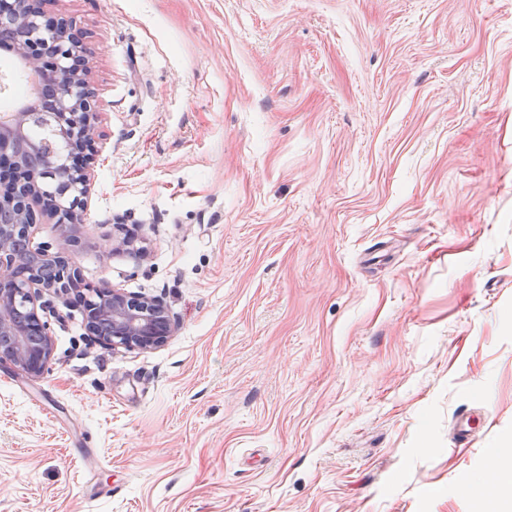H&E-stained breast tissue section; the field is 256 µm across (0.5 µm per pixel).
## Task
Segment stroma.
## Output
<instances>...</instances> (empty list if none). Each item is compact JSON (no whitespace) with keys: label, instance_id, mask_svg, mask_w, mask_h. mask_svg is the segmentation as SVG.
Here are the masks:
<instances>
[{"label":"stroma","instance_id":"obj_1","mask_svg":"<svg viewBox=\"0 0 512 512\" xmlns=\"http://www.w3.org/2000/svg\"><path fill=\"white\" fill-rule=\"evenodd\" d=\"M47 10L105 140L30 243L178 330L113 350L52 298L48 372L0 365V512H512V0Z\"/></svg>","mask_w":512,"mask_h":512}]
</instances>
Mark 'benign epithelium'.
I'll return each instance as SVG.
<instances>
[{"mask_svg":"<svg viewBox=\"0 0 512 512\" xmlns=\"http://www.w3.org/2000/svg\"><path fill=\"white\" fill-rule=\"evenodd\" d=\"M50 0H0V25L19 30L14 51L25 68L40 73L46 87L43 101L19 112L0 114V217L13 216L12 223L0 225V334L15 336L10 350H0V364L10 363L31 378L48 371L53 339L47 322L38 311L48 307L45 296L67 292L81 284L79 270L64 252H50L57 281L46 284L35 268L22 270L9 248L12 238L31 236L32 228L44 217L60 227L81 224L94 181L98 126L96 90L91 81V58L84 40L72 31L71 17L50 15ZM47 114L60 144L48 168L39 173L23 156L41 149L27 136L30 123ZM21 306L28 322L17 326L10 309ZM87 331L105 345L125 349H155L173 335L166 304L159 297L130 296L115 288H90L82 298ZM112 317V335L100 336L95 328L101 317ZM38 335L37 346L27 336Z\"/></svg>","mask_w":512,"mask_h":512,"instance_id":"obj_1","label":"benign epithelium"}]
</instances>
